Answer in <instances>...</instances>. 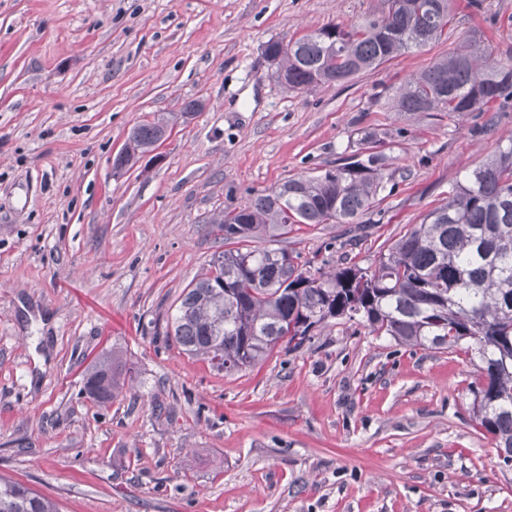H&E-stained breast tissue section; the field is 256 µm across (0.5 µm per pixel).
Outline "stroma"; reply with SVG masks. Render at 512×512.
<instances>
[{"label":"stroma","instance_id":"35a3bbf8","mask_svg":"<svg viewBox=\"0 0 512 512\" xmlns=\"http://www.w3.org/2000/svg\"><path fill=\"white\" fill-rule=\"evenodd\" d=\"M385 0H0V475L59 512H512L472 418L462 353L343 320L231 374L166 331L224 242L220 212L395 131L409 169L349 245L298 224L280 247L367 268L512 136V107L393 111L409 78L471 37L512 51V0H455L447 38L353 80L286 92L262 56ZM197 102L192 116L183 106ZM171 122L122 172L131 129ZM122 395H87L111 351Z\"/></svg>","mask_w":512,"mask_h":512}]
</instances>
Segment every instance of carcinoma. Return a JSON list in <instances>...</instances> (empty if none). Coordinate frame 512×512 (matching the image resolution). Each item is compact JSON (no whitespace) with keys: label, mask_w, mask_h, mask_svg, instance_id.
I'll list each match as a JSON object with an SVG mask.
<instances>
[{"label":"carcinoma","mask_w":512,"mask_h":512,"mask_svg":"<svg viewBox=\"0 0 512 512\" xmlns=\"http://www.w3.org/2000/svg\"><path fill=\"white\" fill-rule=\"evenodd\" d=\"M452 0H387L379 16L326 25L288 47L269 40L270 78L292 92L345 82L441 38ZM396 112H484L512 102V52L465 45L417 73L390 97ZM167 122L143 121L129 137L145 153ZM388 130L364 131L336 167L253 194L211 221L227 246L183 291L171 336L218 372L252 366L278 345L345 319L401 344L462 352L477 367L471 411L497 454L512 453V140L448 192V200L397 239L366 272H326L272 246L290 224H355L395 179ZM117 357L95 366L85 388L107 402L119 393ZM0 512H59L49 498L0 476Z\"/></svg>","instance_id":"cac0c4a2"}]
</instances>
